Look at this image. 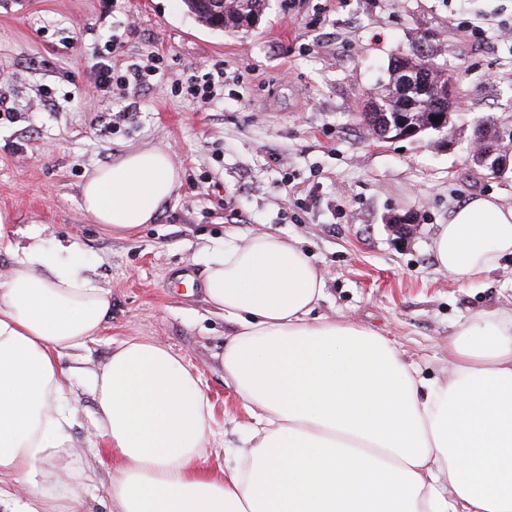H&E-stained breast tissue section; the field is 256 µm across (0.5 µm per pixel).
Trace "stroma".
Wrapping results in <instances>:
<instances>
[{"instance_id":"1","label":"stroma","mask_w":512,"mask_h":512,"mask_svg":"<svg viewBox=\"0 0 512 512\" xmlns=\"http://www.w3.org/2000/svg\"><path fill=\"white\" fill-rule=\"evenodd\" d=\"M138 19L128 30L127 15ZM436 35L437 60L457 80L454 134L382 140L359 114L380 94L400 53ZM120 67L165 64L146 83L87 108L106 37ZM222 61L238 76L200 107L173 95L189 69ZM53 104L35 109L44 88ZM0 95L18 111L0 119V271L9 244L40 230L46 245L77 242L94 279L112 291V315L62 368L94 369L114 342L155 338L184 358L214 406L215 436L199 468L216 472L242 445L251 419L224 379L229 328L208 311L202 280L211 248L235 234L298 241L325 276L315 310L347 316L395 340L425 376H438L448 338L470 315L512 309V256L473 283L442 270L431 249L441 224L473 195L512 206V169L472 161L478 128L512 120V0H267L246 37L201 26L181 0H0ZM134 105L130 119L112 115ZM168 148L181 178L155 223L112 236L81 206L95 167L134 148ZM314 193L312 207L297 203ZM247 215L231 220L229 210ZM411 217L409 238L395 217ZM81 424L54 460L78 512H109V453L97 450L92 392L71 400Z\"/></svg>"}]
</instances>
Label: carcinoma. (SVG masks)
Returning <instances> with one entry per match:
<instances>
[{
  "instance_id": "cac0c4a2",
  "label": "carcinoma",
  "mask_w": 512,
  "mask_h": 512,
  "mask_svg": "<svg viewBox=\"0 0 512 512\" xmlns=\"http://www.w3.org/2000/svg\"><path fill=\"white\" fill-rule=\"evenodd\" d=\"M184 8L199 23L212 29L231 34L246 35L254 22L261 19L266 0H182ZM409 67L414 70L415 84L401 91L397 89L399 69ZM450 84L448 73L435 63L430 39L412 47L396 58L391 67L390 78L383 92L368 109L360 114V120L367 129H375L383 124L393 123L399 115H406L412 123L425 124L430 116L444 111L441 91ZM484 145L493 147L499 154L512 143V133L508 134L497 126L482 129Z\"/></svg>"
}]
</instances>
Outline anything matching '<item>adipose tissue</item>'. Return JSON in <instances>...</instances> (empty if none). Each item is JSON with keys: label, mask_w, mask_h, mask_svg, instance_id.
Here are the masks:
<instances>
[{"label": "adipose tissue", "mask_w": 512, "mask_h": 512, "mask_svg": "<svg viewBox=\"0 0 512 512\" xmlns=\"http://www.w3.org/2000/svg\"><path fill=\"white\" fill-rule=\"evenodd\" d=\"M180 180L167 148L96 168L83 209L122 237L155 223ZM441 269L471 283L512 254V206L474 197L433 239ZM0 277V512H74L51 461L71 445L72 378L58 359L112 314L76 244L39 234ZM326 281L297 242L256 233L210 254L203 283L231 325L222 364L256 426L221 473L193 463L214 409L164 344L119 342L84 379L112 451L111 512H512V311L483 310L423 377L393 340L315 308Z\"/></svg>", "instance_id": "ef3b65f1"}]
</instances>
